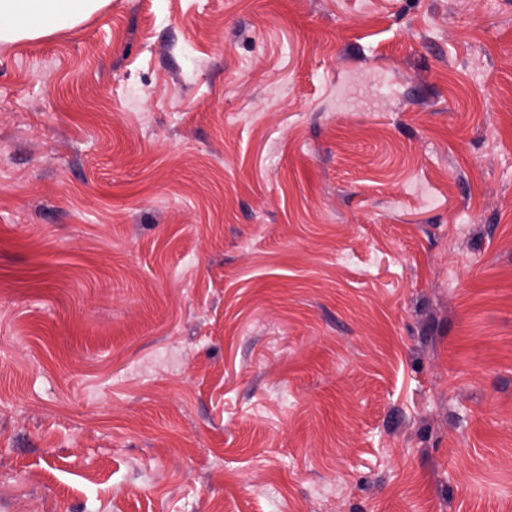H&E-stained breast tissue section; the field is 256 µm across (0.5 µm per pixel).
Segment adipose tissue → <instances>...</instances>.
Masks as SVG:
<instances>
[{"label":"adipose tissue","mask_w":512,"mask_h":512,"mask_svg":"<svg viewBox=\"0 0 512 512\" xmlns=\"http://www.w3.org/2000/svg\"><path fill=\"white\" fill-rule=\"evenodd\" d=\"M109 0H0V44L34 40L74 27Z\"/></svg>","instance_id":"adipose-tissue-1"}]
</instances>
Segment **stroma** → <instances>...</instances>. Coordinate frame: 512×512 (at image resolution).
I'll use <instances>...</instances> for the list:
<instances>
[{"instance_id":"stroma-1","label":"stroma","mask_w":512,"mask_h":512,"mask_svg":"<svg viewBox=\"0 0 512 512\" xmlns=\"http://www.w3.org/2000/svg\"><path fill=\"white\" fill-rule=\"evenodd\" d=\"M0 512H512V0L0 45Z\"/></svg>"}]
</instances>
